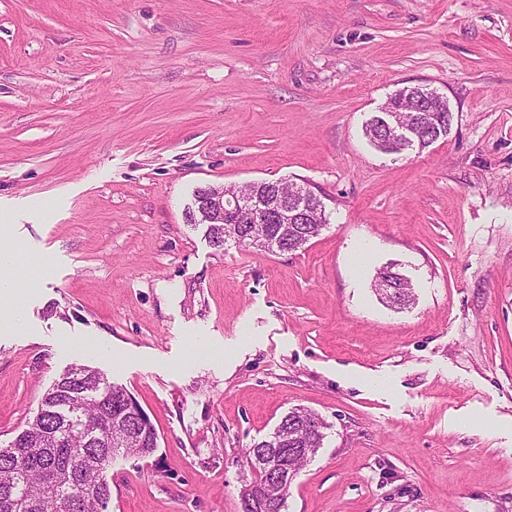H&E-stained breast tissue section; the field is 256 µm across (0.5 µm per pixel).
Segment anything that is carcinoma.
<instances>
[{
  "label": "carcinoma",
  "mask_w": 512,
  "mask_h": 512,
  "mask_svg": "<svg viewBox=\"0 0 512 512\" xmlns=\"http://www.w3.org/2000/svg\"><path fill=\"white\" fill-rule=\"evenodd\" d=\"M402 118L423 125L416 148L433 144L434 122L451 123L450 112H405ZM365 136L384 153H399L387 146L385 135L373 121ZM236 223L242 247H261L283 253L297 251L319 235L327 223L325 214L310 224H249L227 218L222 224L206 225L209 242L224 241V225ZM128 392L110 384L90 366H75L62 374L41 400L40 411L14 442L0 451V512H107L111 499L108 462L112 459V428L135 437L130 457L143 459L157 448L153 423L142 420L128 406ZM318 414L295 408L282 420L288 432V447L319 448L324 434L311 429Z\"/></svg>",
  "instance_id": "obj_1"
}]
</instances>
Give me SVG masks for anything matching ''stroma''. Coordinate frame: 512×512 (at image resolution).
<instances>
[{
    "label": "stroma",
    "mask_w": 512,
    "mask_h": 512,
    "mask_svg": "<svg viewBox=\"0 0 512 512\" xmlns=\"http://www.w3.org/2000/svg\"><path fill=\"white\" fill-rule=\"evenodd\" d=\"M414 85L448 133L383 153L364 126ZM281 178L328 218L298 251L185 222ZM0 234V447L97 368L158 433L108 512H241L295 408L327 429L286 512H512V0H0ZM14 252L2 250L0 252V330L11 325L7 310L19 299V294L14 288Z\"/></svg>",
    "instance_id": "35a3bbf8"
}]
</instances>
